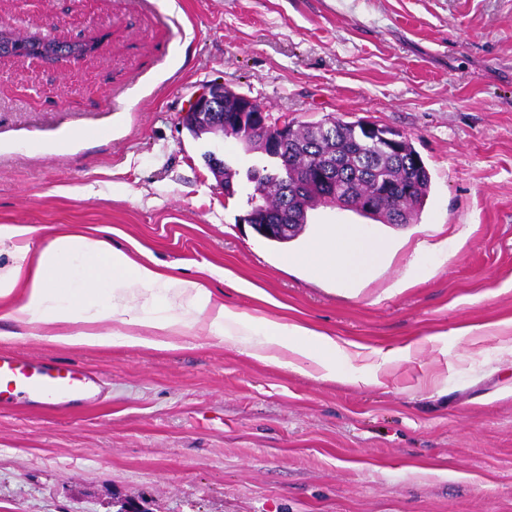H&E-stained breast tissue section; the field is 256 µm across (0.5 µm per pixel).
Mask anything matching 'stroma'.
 Listing matches in <instances>:
<instances>
[{
  "mask_svg": "<svg viewBox=\"0 0 512 512\" xmlns=\"http://www.w3.org/2000/svg\"><path fill=\"white\" fill-rule=\"evenodd\" d=\"M1 22L96 49L0 57V224L32 226L36 248L108 226L181 277L228 264L346 344L352 381L205 333L170 351L8 343L85 366L103 393L80 412L0 408V512H512V0H0ZM210 83L296 125L407 133L432 178L417 222L321 207L294 240L258 235L243 221L258 154L182 122ZM326 224L396 248L355 297L282 265Z\"/></svg>",
  "mask_w": 512,
  "mask_h": 512,
  "instance_id": "35a3bbf8",
  "label": "stroma"
}]
</instances>
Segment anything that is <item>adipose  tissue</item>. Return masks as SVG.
Listing matches in <instances>:
<instances>
[{"mask_svg":"<svg viewBox=\"0 0 512 512\" xmlns=\"http://www.w3.org/2000/svg\"><path fill=\"white\" fill-rule=\"evenodd\" d=\"M25 224H0V244L16 242L13 262L0 267V303L15 329L5 341L31 338L72 347L168 350L200 329L265 364L300 371L317 380L348 382L336 366L344 348L336 337L301 321L252 314L225 303L201 279L176 276L139 244L113 247L104 233L80 226L57 231L37 250ZM392 253L390 243L352 224L325 227L285 263L327 280L355 296ZM112 323L102 333L98 324Z\"/></svg>","mask_w":512,"mask_h":512,"instance_id":"ef3b65f1","label":"adipose tissue"}]
</instances>
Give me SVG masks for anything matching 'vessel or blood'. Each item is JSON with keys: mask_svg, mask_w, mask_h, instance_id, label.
I'll use <instances>...</instances> for the list:
<instances>
[{"mask_svg": "<svg viewBox=\"0 0 512 512\" xmlns=\"http://www.w3.org/2000/svg\"><path fill=\"white\" fill-rule=\"evenodd\" d=\"M98 386V377L82 366L0 352V407L20 397L31 406L75 410L98 402Z\"/></svg>", "mask_w": 512, "mask_h": 512, "instance_id": "vessel-or-blood-1", "label": "vessel or blood"}]
</instances>
